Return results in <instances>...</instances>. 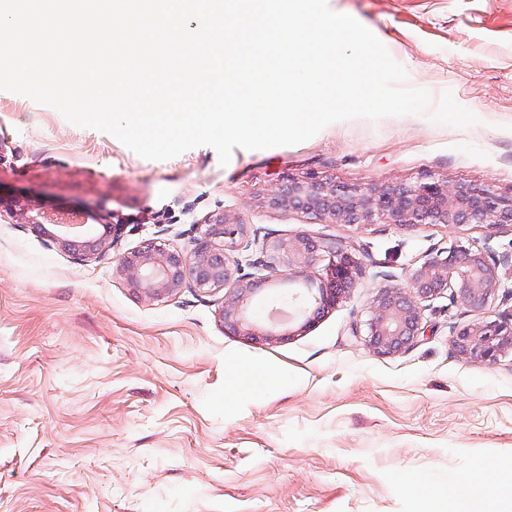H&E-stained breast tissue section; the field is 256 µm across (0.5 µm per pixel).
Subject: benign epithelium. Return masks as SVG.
Wrapping results in <instances>:
<instances>
[{
    "label": "benign epithelium",
    "mask_w": 512,
    "mask_h": 512,
    "mask_svg": "<svg viewBox=\"0 0 512 512\" xmlns=\"http://www.w3.org/2000/svg\"><path fill=\"white\" fill-rule=\"evenodd\" d=\"M268 203L336 224L382 220L399 226L483 224L495 228L512 224V194L432 176L395 186L344 184L314 173L302 179L287 177L270 191ZM83 228L82 224H59L56 236L73 248L83 247L84 256L107 258L112 242L85 240ZM248 237L246 225L220 217L217 223L206 225L190 252H171L149 244L123 257L120 271L131 287L149 295L170 294L185 284L203 291L229 288L221 321L247 336L272 339L282 335L279 327L260 322L253 313V298L262 291V283L243 273L240 260L232 256L237 242ZM261 252L271 266L277 259L286 262L291 280L309 283L316 257L329 256V282L313 297L319 308L310 313L306 303L290 298L302 330L314 325L320 308L333 304L366 274L363 262L336 238L317 241L299 233L288 240L264 241ZM509 267L512 254L494 257L484 247L455 246L444 254L436 253L413 268L406 283L379 289L370 305L369 347L379 354L406 348L421 333L425 302L448 289L454 304L474 312L483 310L501 287V270ZM451 344L461 357L491 363L500 352L512 348V324L478 321L455 332Z\"/></svg>",
    "instance_id": "1"
}]
</instances>
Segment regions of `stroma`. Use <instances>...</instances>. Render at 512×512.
I'll return each mask as SVG.
<instances>
[{
	"mask_svg": "<svg viewBox=\"0 0 512 512\" xmlns=\"http://www.w3.org/2000/svg\"><path fill=\"white\" fill-rule=\"evenodd\" d=\"M427 90L421 114L330 124L265 150L154 161L55 108L0 90V512H446L455 482L512 463V350L458 356L455 329L512 319V270L481 312L441 294L417 340L365 337L379 287L436 250L512 251V227L330 224L270 207L309 172L349 184L432 175L512 192V0H328ZM463 121H454V114ZM79 210L110 259L32 231ZM263 241L298 233L357 249L366 275L315 325L265 340L224 328L223 290L133 291L121 257L190 250L219 216Z\"/></svg>",
	"mask_w": 512,
	"mask_h": 512,
	"instance_id": "1",
	"label": "stroma"
}]
</instances>
